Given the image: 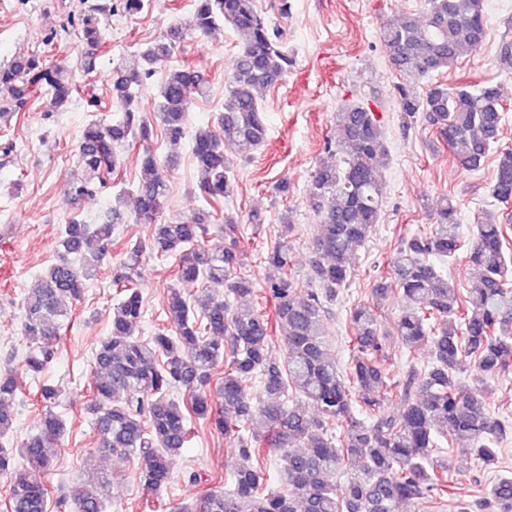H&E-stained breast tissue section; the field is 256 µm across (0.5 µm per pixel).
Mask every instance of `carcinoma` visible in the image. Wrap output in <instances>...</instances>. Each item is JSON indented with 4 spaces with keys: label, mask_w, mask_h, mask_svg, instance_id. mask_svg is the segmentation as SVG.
Returning <instances> with one entry per match:
<instances>
[{
    "label": "carcinoma",
    "mask_w": 512,
    "mask_h": 512,
    "mask_svg": "<svg viewBox=\"0 0 512 512\" xmlns=\"http://www.w3.org/2000/svg\"><path fill=\"white\" fill-rule=\"evenodd\" d=\"M192 20L163 32L140 54L132 68H112V100L124 109L116 122L87 124L78 146L83 178L73 185L76 199L93 196L117 166L114 146L146 140L152 124L134 102L141 87L169 60L187 32L213 34L230 27L239 52L227 75V97L216 124L198 129L192 153L199 171L197 188L209 201L229 199L236 187L227 151L248 158L264 145L268 124L260 99L282 80L294 59L283 33L258 10L255 0H194ZM142 0H83L69 20L86 50L82 66L95 68L102 44V22L119 12L141 11ZM487 35L484 0H424L419 13L404 14L383 25L380 40L391 67L403 77L396 88L400 111L424 113L436 137L463 170L480 168L499 140L505 107L499 87L432 83L422 80L453 67L465 50L479 48ZM207 80L179 65L168 69L160 87L158 119L174 145L185 136V117ZM50 95V107L67 103L77 85L69 68L48 64L32 54L0 64V119L18 111L37 91ZM332 161H320L306 189L309 209L318 219L309 244L310 280L301 294L288 277L292 263L288 241L291 217L282 218V241L267 252L272 274L263 293L268 315L240 299L257 293L255 283L236 275L240 264L236 221L224 216V250L200 242L213 215L197 209L183 218L157 223L168 185L156 159L141 160L135 220L152 225L148 241L129 248L112 276L121 298L112 311L109 335L95 353L97 377L87 405L103 452L119 460L136 458L147 489L158 492L173 477V463L187 447L191 419L209 422L237 436L232 490H210L176 512H398L404 503L448 495L453 488L445 447L464 438L484 468L498 462L497 448L508 427L490 409L492 381L512 366V255L504 251L503 225L490 213L477 219L464 237L459 204L439 199L430 230L402 241L390 270L405 301L396 336L410 353L423 347L431 361L390 379L378 361L386 336L378 309L388 288L379 282L372 299L347 310L353 359L347 370L336 365L325 320L329 306L352 281L359 248L379 223L384 186L377 168L389 147L383 121L365 100L346 102L336 112L333 136L325 143ZM493 197L512 202V149L497 152ZM123 215L112 213L96 224L72 221L59 236L57 260L40 274L24 298L23 334L29 344L24 370L39 377L53 357V344L68 318L65 299L78 301L95 277L105 249ZM466 250L477 277L461 297L448 275V261ZM177 260V281L224 284V298L205 295L201 312L179 288L168 289L167 326L150 340L139 337L144 309L138 284L139 258L146 251ZM284 336L281 358L273 355L275 334ZM224 367L216 402L201 391L215 370ZM470 371L471 386L458 375ZM259 382L257 397L247 382ZM17 373L0 369V439L15 420L12 399ZM175 389L187 393L180 402ZM66 422L44 413L38 433L20 446L0 445V474L10 480L11 512H48L44 474L53 464L54 446ZM278 453L280 490L264 491L267 457ZM347 479L330 480L339 467ZM110 478L103 474L74 490V512H104ZM485 512H512V476L503 475L478 503Z\"/></svg>",
    "instance_id": "cac0c4a2"
}]
</instances>
